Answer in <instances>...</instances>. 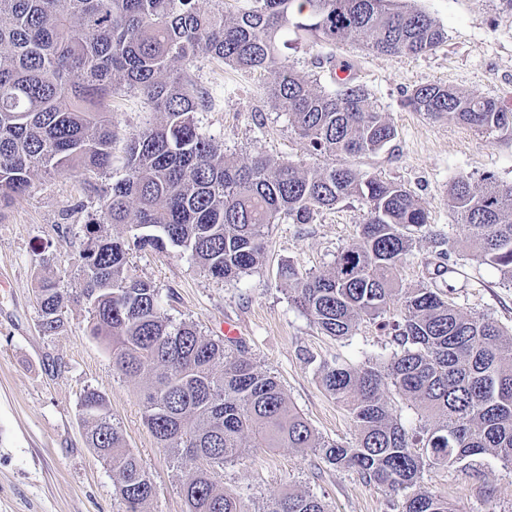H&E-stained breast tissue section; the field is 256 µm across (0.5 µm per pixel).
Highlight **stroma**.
<instances>
[{
  "mask_svg": "<svg viewBox=\"0 0 512 512\" xmlns=\"http://www.w3.org/2000/svg\"><path fill=\"white\" fill-rule=\"evenodd\" d=\"M405 3L445 29L442 46L421 55H380L360 42H303L288 50V60L327 91L336 88L340 64L350 63L354 82L391 119L397 136L379 152L344 156L341 164L404 186L426 209L432 229L459 243L468 231L448 190L462 175L477 187L488 174L512 182V129L483 133L453 118L413 111L405 100L416 86L439 83L512 108V5L506 0ZM187 71L211 98L209 109L197 113V123L225 153L242 164L259 154L308 161L287 111L270 100L274 73L207 56ZM157 118L139 94H114L111 170L37 174L25 195L0 208V512H125L111 468L85 442L79 404L89 388L105 395L113 422L153 477L157 496L148 512H186L181 488L190 465L159 448L144 422L143 379L114 370L110 351L89 333L85 305L75 300L88 244L84 226L99 207L100 190L123 176L130 134ZM363 218L361 202L349 199L321 211L313 223L271 225L263 267L229 281L209 277L176 248L132 251L129 265L158 287L172 321H192L214 338L223 336L225 323H234L248 356L278 377L315 434L346 442L355 434L354 420L321 387L320 367L334 360L355 366L383 362L394 345L370 322L346 339L325 336L289 302L281 270L289 265L302 272L328 270L337 252L356 242ZM450 259L454 272L433 278L435 247L427 234L416 235L400 270L403 286H437L462 310L511 329L512 287L503 285L499 271L459 250ZM48 275L56 277L63 298L65 326L55 336L43 335L39 327L36 289ZM222 476L249 512H265L290 488L324 499L331 512L401 510L400 497L328 466L310 451L257 448L225 465ZM421 483L462 512H512V468L490 454L467 467L426 469Z\"/></svg>",
  "mask_w": 512,
  "mask_h": 512,
  "instance_id": "35a3bbf8",
  "label": "stroma"
}]
</instances>
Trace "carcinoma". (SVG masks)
Masks as SVG:
<instances>
[{"label":"carcinoma","mask_w":512,"mask_h":512,"mask_svg":"<svg viewBox=\"0 0 512 512\" xmlns=\"http://www.w3.org/2000/svg\"><path fill=\"white\" fill-rule=\"evenodd\" d=\"M290 31L297 42L361 39L385 55L423 54L445 38L428 15L393 0H253L229 18L224 0L209 9L200 0H0V203L25 194L40 172L107 173L116 139L112 93L142 94L159 121L129 138L126 176L102 190L85 225L92 238L81 256L80 298L114 369L145 379L144 418L158 446L192 465L182 486L187 512H246L220 470L249 451L248 437L254 448L309 449L367 484L404 491L401 512H463L420 479L426 468H453L487 453L512 465V336L436 288L400 287L413 233L431 236L437 277L450 271L448 241L429 231L425 209L404 187L335 163L383 149L395 126L351 79L325 92L293 71L280 50ZM199 55L274 73L273 103L324 163L259 155L240 165L224 153L195 122L204 96L172 68ZM407 106L486 133L512 128V109L446 85L417 86ZM483 181L478 190L469 177L457 178L451 204L468 227L473 257L512 284V183L491 175ZM350 198L365 207L357 242L324 273L288 269V300L324 335L344 338L369 321L396 345L383 364L320 367L323 389L355 422L353 440L343 443L316 437L277 377L239 342L173 323L159 289L132 272L128 255L133 247H176L211 277L231 279L262 265L270 225L310 224ZM108 223L130 225L132 241L100 235ZM37 300L41 332L59 333L62 296L53 277L40 279ZM395 300L396 319L388 316ZM386 389L420 410L418 425L409 429L393 414ZM80 411L86 445L112 469L125 512H147L155 483L112 422L105 395L85 390ZM267 512L330 508L290 490Z\"/></svg>","instance_id":"carcinoma-1"}]
</instances>
